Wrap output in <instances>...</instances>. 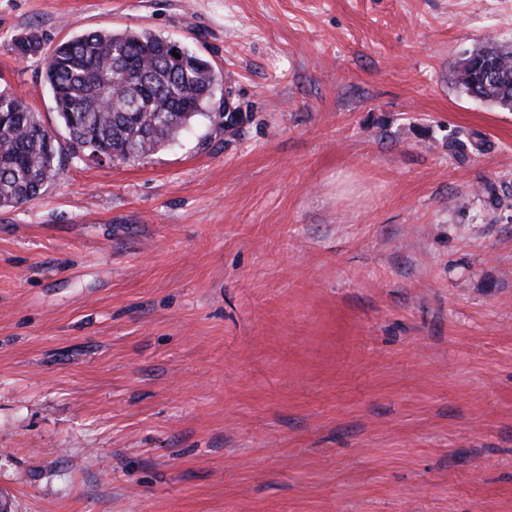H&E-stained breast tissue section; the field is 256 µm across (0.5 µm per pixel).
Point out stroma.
Instances as JSON below:
<instances>
[{
  "label": "stroma",
  "mask_w": 512,
  "mask_h": 512,
  "mask_svg": "<svg viewBox=\"0 0 512 512\" xmlns=\"http://www.w3.org/2000/svg\"><path fill=\"white\" fill-rule=\"evenodd\" d=\"M98 28L203 53L242 119L0 209L16 512H512V110L450 76L512 0H0L62 146L13 42Z\"/></svg>",
  "instance_id": "35a3bbf8"
}]
</instances>
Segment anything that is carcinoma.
<instances>
[{"label":"carcinoma","mask_w":512,"mask_h":512,"mask_svg":"<svg viewBox=\"0 0 512 512\" xmlns=\"http://www.w3.org/2000/svg\"><path fill=\"white\" fill-rule=\"evenodd\" d=\"M43 78L71 155L91 143L114 161L140 162L209 111L219 75L186 51L170 59L166 38L148 30H97L57 44L43 57ZM455 86L512 109V43H487L452 67ZM55 136L20 98L0 92V208L38 197L60 175Z\"/></svg>","instance_id":"obj_1"}]
</instances>
